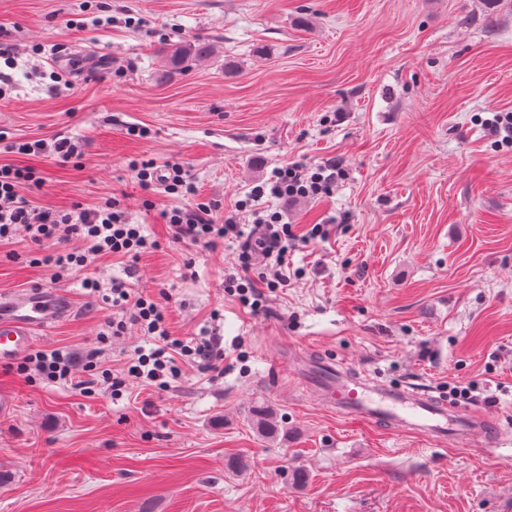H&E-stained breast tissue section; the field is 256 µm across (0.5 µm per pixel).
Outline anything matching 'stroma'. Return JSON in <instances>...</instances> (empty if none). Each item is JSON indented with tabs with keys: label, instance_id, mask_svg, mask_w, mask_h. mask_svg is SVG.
I'll use <instances>...</instances> for the list:
<instances>
[{
	"label": "stroma",
	"instance_id": "stroma-1",
	"mask_svg": "<svg viewBox=\"0 0 512 512\" xmlns=\"http://www.w3.org/2000/svg\"><path fill=\"white\" fill-rule=\"evenodd\" d=\"M0 26L18 46L0 133L84 148L76 164L3 151L0 164L36 167L43 207L119 198L157 243L134 266L100 260L93 295L85 270L57 280L25 241L0 246V291L73 299L36 348L93 343L124 281L175 335L224 349L222 375L189 364L169 390L133 382L117 400L0 365L15 397L0 512H512V143L482 124L512 112V0H0ZM198 39L211 56L165 62ZM69 52L70 83L53 86ZM142 158L181 163L219 219L286 164L332 159L346 175L321 198L265 199L296 234L330 235L289 252L287 287L253 313L224 289L240 243L174 242L160 216L174 198L131 176ZM323 355L443 399L473 386L465 410L493 412L506 444L339 417L296 379Z\"/></svg>",
	"mask_w": 512,
	"mask_h": 512
}]
</instances>
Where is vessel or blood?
Instances as JSON below:
<instances>
[{
  "instance_id": "vessel-or-blood-1",
  "label": "vessel or blood",
  "mask_w": 512,
  "mask_h": 512,
  "mask_svg": "<svg viewBox=\"0 0 512 512\" xmlns=\"http://www.w3.org/2000/svg\"><path fill=\"white\" fill-rule=\"evenodd\" d=\"M72 310L69 295L60 289L0 293V364L23 356L38 332L64 320ZM319 367L316 396L339 416L379 424L392 432H414L435 442L480 439L492 445L501 436L493 413L463 412L407 385L392 386L349 376L329 357L323 358Z\"/></svg>"
}]
</instances>
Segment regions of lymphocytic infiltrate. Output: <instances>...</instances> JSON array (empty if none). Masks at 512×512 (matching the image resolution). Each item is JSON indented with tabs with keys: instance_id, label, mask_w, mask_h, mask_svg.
Here are the masks:
<instances>
[{
	"instance_id": "lymphocytic-infiltrate-1",
	"label": "lymphocytic infiltrate",
	"mask_w": 512,
	"mask_h": 512,
	"mask_svg": "<svg viewBox=\"0 0 512 512\" xmlns=\"http://www.w3.org/2000/svg\"><path fill=\"white\" fill-rule=\"evenodd\" d=\"M134 180L143 189L161 186L164 193L177 199L192 196L196 187L185 168L177 162L158 167L151 159L130 164ZM345 171L341 164L294 162L275 168L270 177L254 186L235 203V211L216 220L210 205L198 203L190 207L163 209L161 217L168 224L175 241L190 245L215 247L229 239H244L238 266L224 278L227 292L251 311L263 308L267 292L288 284V252L295 247L293 227L278 211L263 209V198H316L329 193ZM43 178L30 165H0V245L26 237L44 249L43 263L64 272L87 268L98 259L112 256L137 261L155 249L140 225L131 223L117 197H109L94 206L76 203L67 210H52L35 205L24 194V187H41ZM247 212L254 227L244 230L237 216ZM82 242L79 250L70 241ZM110 301L114 310L91 346L80 352L57 348L49 352L36 350L17 363L15 372L25 379L65 381L79 392L91 387H104L112 397H122L129 380L159 391L167 390L181 373V366L191 363L205 372H222L224 351L219 338L197 342L173 335L164 308L150 297L135 293L127 283H113ZM136 327L152 341L151 348H139L129 356L120 372L101 368V359L111 337L124 335L128 327Z\"/></svg>"
}]
</instances>
